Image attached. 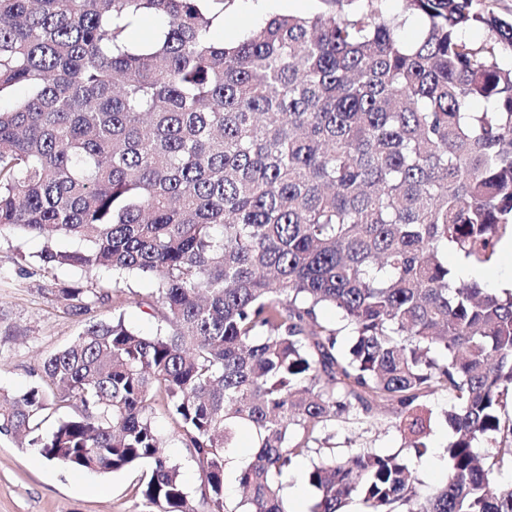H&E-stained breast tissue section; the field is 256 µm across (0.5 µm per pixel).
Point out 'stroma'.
<instances>
[{"label": "stroma", "instance_id": "35a3bbf8", "mask_svg": "<svg viewBox=\"0 0 512 512\" xmlns=\"http://www.w3.org/2000/svg\"><path fill=\"white\" fill-rule=\"evenodd\" d=\"M286 0H227L224 24L218 40L231 43L241 39L262 22L267 14L284 11ZM45 245L40 236L14 234L0 238V390L14 393L32 385L42 373V361L69 344L87 318L110 320L121 311L128 326L143 334L155 332L159 313L154 297V280L128 278L134 298L113 308L111 302L93 306L83 315L67 309L58 298L55 281H81L94 292L112 288L108 270L87 273L62 268L45 273L39 255ZM433 435L422 459L402 448L390 420L355 424L340 422L332 428L329 441L336 452L347 447L400 453L410 460L419 494L431 492L446 469L443 448L449 429L442 413L447 398L432 400ZM152 413L165 453L177 465L192 502H199L201 478L191 461V452L175 433L160 404ZM139 471L127 470L105 475L74 470L44 459L35 449L18 446L14 439L0 436V512H148L134 487Z\"/></svg>", "mask_w": 512, "mask_h": 512}]
</instances>
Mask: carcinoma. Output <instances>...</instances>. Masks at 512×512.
<instances>
[{"label": "carcinoma", "mask_w": 512, "mask_h": 512, "mask_svg": "<svg viewBox=\"0 0 512 512\" xmlns=\"http://www.w3.org/2000/svg\"><path fill=\"white\" fill-rule=\"evenodd\" d=\"M224 2L0 0V236L78 239L45 246L50 271L156 279L166 323L85 326L43 382L0 392V434L79 471L141 467L151 512H199L160 401L205 512H238L224 484L246 436L245 512H286L277 477L312 453V512H512L494 476L512 462V291L442 257L485 266L512 236V21L472 0H324L226 44ZM474 27L490 41L460 38ZM58 295L88 308L82 287ZM441 395L448 471L424 498L397 452L321 453L337 420L386 410L419 459ZM54 406L75 413L44 435ZM152 416L158 429L165 453L170 461L177 465L182 482L193 504L198 505L201 498L202 481L191 461V452L174 432L171 421L160 404H152Z\"/></svg>", "instance_id": "obj_1"}]
</instances>
